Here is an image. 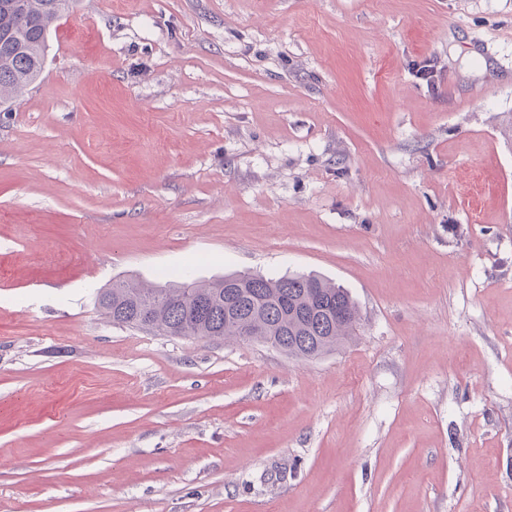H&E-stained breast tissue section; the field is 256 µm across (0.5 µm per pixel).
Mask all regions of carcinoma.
Returning a JSON list of instances; mask_svg holds the SVG:
<instances>
[{
  "mask_svg": "<svg viewBox=\"0 0 512 512\" xmlns=\"http://www.w3.org/2000/svg\"><path fill=\"white\" fill-rule=\"evenodd\" d=\"M69 0H0V98L17 95L42 72L50 28ZM99 308L115 324L164 336L238 340L253 331L299 358L329 353L358 320L344 288L315 275L277 279L235 272L214 280L146 284L123 279L102 289ZM151 317L139 320L144 308Z\"/></svg>",
  "mask_w": 512,
  "mask_h": 512,
  "instance_id": "obj_1",
  "label": "carcinoma"
}]
</instances>
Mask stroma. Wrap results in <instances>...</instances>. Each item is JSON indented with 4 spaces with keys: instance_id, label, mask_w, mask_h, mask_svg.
Masks as SVG:
<instances>
[{
    "instance_id": "35a3bbf8",
    "label": "stroma",
    "mask_w": 512,
    "mask_h": 512,
    "mask_svg": "<svg viewBox=\"0 0 512 512\" xmlns=\"http://www.w3.org/2000/svg\"><path fill=\"white\" fill-rule=\"evenodd\" d=\"M235 271L355 336L96 302ZM0 512H512V0H74L0 104ZM238 288H224L225 281ZM146 284L122 279L97 296L99 308L112 323L164 336L250 340L266 336L284 353L317 358L351 336L358 320L355 302L344 288L315 275L293 274L277 279L246 272L214 280ZM162 293L163 297L156 298ZM210 305L207 317L192 316L194 304ZM148 307L149 320L138 319ZM253 330L254 335H246Z\"/></svg>"
}]
</instances>
